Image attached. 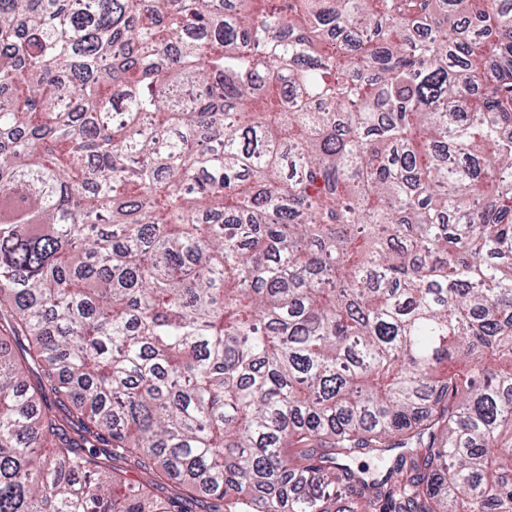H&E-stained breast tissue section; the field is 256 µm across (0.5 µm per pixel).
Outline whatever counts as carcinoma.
Instances as JSON below:
<instances>
[{
  "label": "carcinoma",
  "instance_id": "cac0c4a2",
  "mask_svg": "<svg viewBox=\"0 0 512 512\" xmlns=\"http://www.w3.org/2000/svg\"><path fill=\"white\" fill-rule=\"evenodd\" d=\"M13 342L0 512H512V0H0Z\"/></svg>",
  "mask_w": 512,
  "mask_h": 512
}]
</instances>
